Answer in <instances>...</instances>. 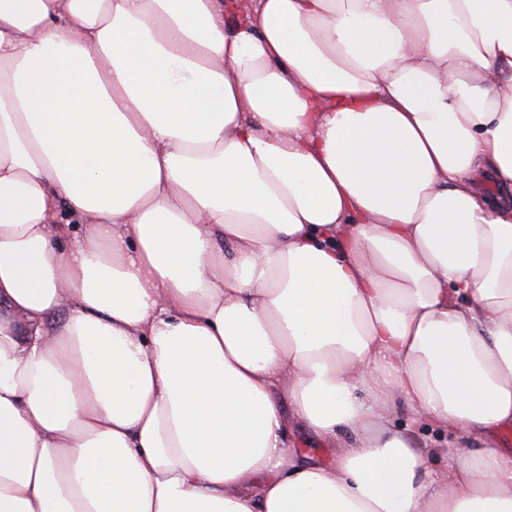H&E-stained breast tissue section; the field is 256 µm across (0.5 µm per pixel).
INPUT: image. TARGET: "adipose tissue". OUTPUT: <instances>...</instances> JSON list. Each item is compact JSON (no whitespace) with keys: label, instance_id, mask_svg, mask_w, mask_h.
<instances>
[{"label":"adipose tissue","instance_id":"adipose-tissue-1","mask_svg":"<svg viewBox=\"0 0 512 512\" xmlns=\"http://www.w3.org/2000/svg\"><path fill=\"white\" fill-rule=\"evenodd\" d=\"M510 426L512 0H0V512H512ZM294 441L298 451L313 460H330L331 454L327 448H324L320 441L311 434L308 429L299 425H293Z\"/></svg>","mask_w":512,"mask_h":512}]
</instances>
